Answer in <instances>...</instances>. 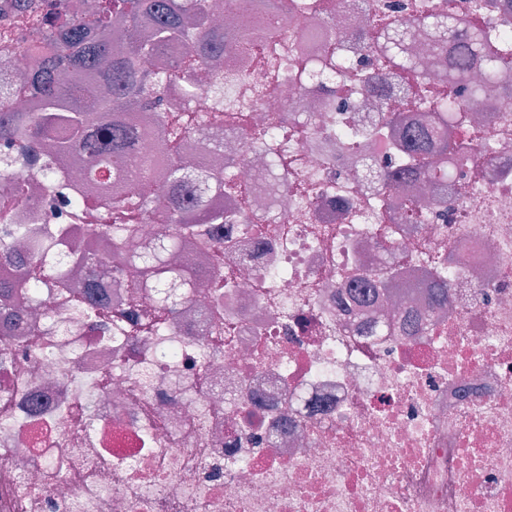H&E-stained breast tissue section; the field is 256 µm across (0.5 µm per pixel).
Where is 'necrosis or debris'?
Returning <instances> with one entry per match:
<instances>
[{"label": "necrosis or debris", "instance_id": "4bbe7bcc", "mask_svg": "<svg viewBox=\"0 0 512 512\" xmlns=\"http://www.w3.org/2000/svg\"><path fill=\"white\" fill-rule=\"evenodd\" d=\"M447 9L467 17L471 2L322 0L288 34L295 58H321L333 41L356 62L374 19L413 25ZM207 24L223 31L224 53L196 71L194 100L173 85L162 106L209 111V72L246 75L224 89L246 121L200 127L179 153L191 166H223L248 190L207 196L236 216L224 228L228 279L197 288L174 324L142 338L54 288L33 297L39 331L5 340L12 359L0 365V512H512V71L471 107L466 127L448 131L472 152L468 189L443 212L425 184L403 182L386 199L361 173L430 122L422 94L394 110L386 84L367 91L292 67L270 74L259 47L232 49L244 33L261 42L266 21L254 6L232 17L212 9ZM31 25L14 0H0V29L16 37L0 48V82L31 72ZM408 50L433 94H446L430 33ZM388 111L387 137L355 152L337 138ZM278 121L280 135L263 137ZM156 154L145 136L123 173L152 196L164 190L148 163ZM281 160L291 164L284 179ZM94 164L72 154L66 172L84 204L64 212L52 206L49 172L13 167L25 193L8 206L9 223H96ZM410 199L426 223H403ZM390 248L416 289L394 284L359 314L338 307ZM426 254L453 263L448 305L431 310L423 335H361L359 323L430 310Z\"/></svg>", "mask_w": 512, "mask_h": 512}]
</instances>
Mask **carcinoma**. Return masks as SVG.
Segmentation results:
<instances>
[{
	"mask_svg": "<svg viewBox=\"0 0 512 512\" xmlns=\"http://www.w3.org/2000/svg\"><path fill=\"white\" fill-rule=\"evenodd\" d=\"M269 17L266 37L276 42L284 35L280 18L308 8L306 0H262ZM207 0H101V5L84 24L70 19L68 0H54L51 16L42 36L44 45L38 66L29 79L14 87L13 95L35 101L36 112H18L12 99L0 94V142L17 152L26 163L56 174L63 168L66 154L81 150L100 158L92 181L115 187L116 195L107 208L120 210L134 205L136 213L119 221H104L73 234L69 224H46L40 229L25 224H5L0 228L3 239L16 246L0 244V266L19 265L27 268V278L18 283L0 275V314L28 315L27 300L32 293L50 283L66 278L65 267L56 260L60 244L73 237L69 263L87 274L84 300L90 312H108L106 290L112 284L100 278L97 260L112 253L116 276L128 277L132 286L154 292L160 302L145 311L125 331L132 336L151 330L166 320H173L177 303L166 298V288L194 290L204 283L197 270L173 268L165 255L201 235L203 224H224V211L208 207L206 193L213 188L233 189L224 169L209 168L194 177L184 174L174 162L182 143L190 132L208 122L201 112H184L179 119L163 109L156 114L157 135L162 157L166 160L165 184L171 197L148 200L127 188L120 179L125 157L138 146L140 134L125 123L112 124V113L127 109L138 100L160 101V93L174 82L181 84L185 97L197 94L192 81L193 66L205 57L224 51L223 37L204 27L208 14ZM420 24L431 31L436 46L448 63V94L444 99L428 101L433 126L408 135L402 154L390 155L379 169L368 167V177L377 180L391 192L403 179H417L432 185L436 204L448 206V164L463 165L471 150L470 142L436 144L439 130L455 122L468 120V102L487 93L500 72L512 70L509 40L495 35L477 24L466 25L453 10L420 17ZM129 33L127 42L112 45V29ZM414 32L394 22L373 28L372 51L368 58L347 65L350 78L358 85H368L380 74L392 72L401 76L398 93L407 91L410 82L424 76L419 62L407 52ZM166 58L168 62L147 69L142 61ZM94 82L107 89L101 102L90 109L82 105L84 84ZM47 135L56 140L57 151L40 155L35 150L39 138ZM13 158L0 157V198L22 194L21 185L9 177ZM156 221L162 230L154 243L139 249L131 247L140 220ZM434 301L448 299V280L444 268L433 276Z\"/></svg>",
	"mask_w": 512,
	"mask_h": 512,
	"instance_id": "1",
	"label": "carcinoma"
}]
</instances>
